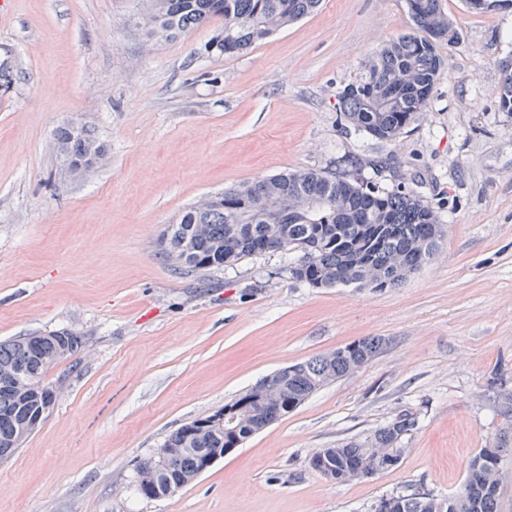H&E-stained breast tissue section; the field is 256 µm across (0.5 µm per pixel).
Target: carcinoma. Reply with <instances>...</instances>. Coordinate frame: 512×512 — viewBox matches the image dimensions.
<instances>
[{
	"mask_svg": "<svg viewBox=\"0 0 512 512\" xmlns=\"http://www.w3.org/2000/svg\"><path fill=\"white\" fill-rule=\"evenodd\" d=\"M321 0H151L148 35L177 37L224 19L206 52L240 54L274 31L316 10ZM411 29L388 41L376 54L365 78L347 84L340 93V112L355 131L380 142H394L405 133L414 115L429 104L445 60L443 42L455 38L453 21L441 0H407ZM499 109L512 112V70H504ZM98 142L94 130L67 125L57 130L55 143L82 168L89 167V144ZM387 168L381 160L357 155L343 160L334 174L294 170L242 183L220 193L221 199L200 210H185L179 221L163 231L166 244L157 254L179 270L202 272L235 264L245 256L269 252L278 239L284 251L305 248L309 264L295 262L292 278L315 288L352 285L356 288H396L439 251L445 237L436 208L413 190L400 185L389 190L364 174ZM288 210L273 212L279 202ZM205 224L208 233L194 237V226ZM192 241L191 250L185 242ZM82 338L67 330L52 335L27 334L0 342V371L9 369L22 380L39 383L49 367L76 353ZM380 350V341L363 339L304 362L288 366L276 376L277 390L268 397L252 386L224 409L238 417V430L210 426L194 433L197 420L173 431L163 447L174 458L159 472L151 488L136 486L138 495L175 494L193 482L209 457L237 447L303 404L322 387L367 363ZM51 385L22 399L0 390V462L17 450L13 435L19 422L40 413ZM418 426L417 417L402 414L374 430L364 441L341 442L320 448L310 465L322 476L345 483L372 477L397 466L405 452L407 435ZM512 446L505 436L482 449L468 463L460 492L439 498L428 492L388 496L389 512H500L503 474L500 458Z\"/></svg>",
	"mask_w": 512,
	"mask_h": 512,
	"instance_id": "obj_1",
	"label": "carcinoma"
}]
</instances>
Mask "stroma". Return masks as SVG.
I'll use <instances>...</instances> for the list:
<instances>
[{
	"instance_id": "1",
	"label": "stroma",
	"mask_w": 512,
	"mask_h": 512,
	"mask_svg": "<svg viewBox=\"0 0 512 512\" xmlns=\"http://www.w3.org/2000/svg\"><path fill=\"white\" fill-rule=\"evenodd\" d=\"M457 37L428 107L398 142L345 130L338 94L411 27L406 0H322L234 55L206 54L217 18L148 39L143 0H0V341L67 329L83 338L44 381L60 395L0 463V512H371L382 497L454 495L466 466L512 428V9L441 0ZM106 146L71 176L59 127ZM394 156L385 187L439 206L437 254L397 288H315L297 253L202 273L156 253L205 195L284 170ZM380 353L226 453L169 497L134 489L170 433L275 371L354 341ZM418 426L396 468L343 484L313 452L398 415Z\"/></svg>"
}]
</instances>
